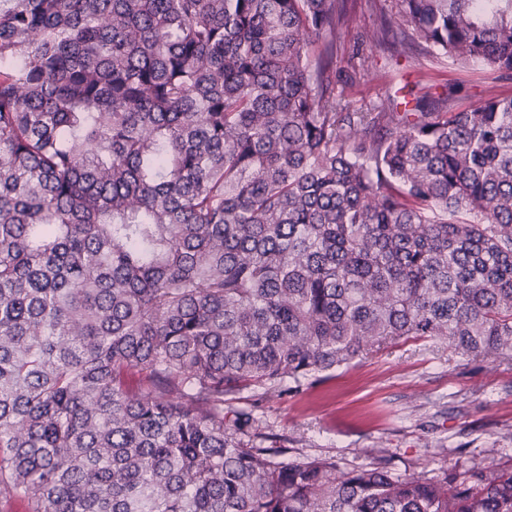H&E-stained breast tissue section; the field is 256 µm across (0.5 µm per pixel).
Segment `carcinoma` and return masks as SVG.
Wrapping results in <instances>:
<instances>
[{"instance_id":"obj_1","label":"carcinoma","mask_w":512,"mask_h":512,"mask_svg":"<svg viewBox=\"0 0 512 512\" xmlns=\"http://www.w3.org/2000/svg\"><path fill=\"white\" fill-rule=\"evenodd\" d=\"M356 0H0V512H512V467L278 459L266 395L512 356V97L350 111ZM512 75V0L369 38ZM341 90H336V85Z\"/></svg>"}]
</instances>
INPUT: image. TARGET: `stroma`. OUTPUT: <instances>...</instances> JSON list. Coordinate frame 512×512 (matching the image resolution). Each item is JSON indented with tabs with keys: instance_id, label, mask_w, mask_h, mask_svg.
<instances>
[{
	"instance_id": "stroma-1",
	"label": "stroma",
	"mask_w": 512,
	"mask_h": 512,
	"mask_svg": "<svg viewBox=\"0 0 512 512\" xmlns=\"http://www.w3.org/2000/svg\"><path fill=\"white\" fill-rule=\"evenodd\" d=\"M392 0H357L337 40L336 68L355 73L354 107L385 98L408 101L421 86L455 87V109L489 96H512V76L476 62L460 68L437 62L418 45L383 49L367 38L374 14ZM370 56L353 72V48ZM236 407L253 410L254 430L284 439L293 459L331 457L345 468L387 462L394 473L442 475L445 464H512V358L466 362L447 346L407 339L366 358L302 380L298 388L255 397Z\"/></svg>"
}]
</instances>
